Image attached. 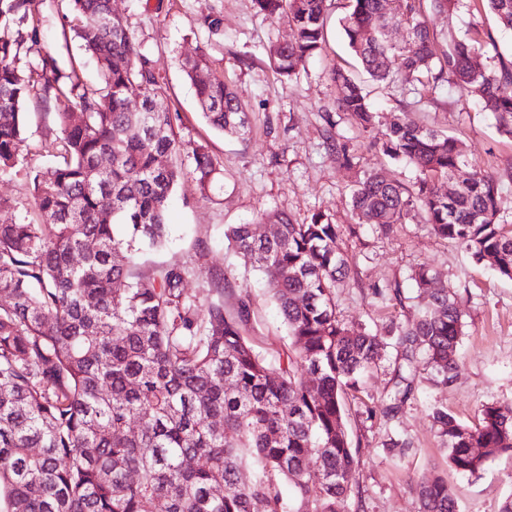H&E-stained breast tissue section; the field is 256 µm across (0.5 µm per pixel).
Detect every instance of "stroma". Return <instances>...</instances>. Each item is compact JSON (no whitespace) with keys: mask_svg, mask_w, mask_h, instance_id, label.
I'll return each instance as SVG.
<instances>
[{"mask_svg":"<svg viewBox=\"0 0 512 512\" xmlns=\"http://www.w3.org/2000/svg\"><path fill=\"white\" fill-rule=\"evenodd\" d=\"M349 0H329L325 41L320 54L310 58L292 79L274 72L269 61L272 44L291 40L287 21L274 22L259 12L253 0H112L143 50L153 59L166 87L161 108L178 113L180 137L206 144L220 165L224 186L214 199L185 181L175 193L167 214L168 237L157 249L145 251L144 268L186 261L193 268L187 292L199 306H207L206 286L224 276V309H237L241 294H249L250 317L245 336L269 357L288 347L286 330L262 281L248 272L243 260L228 248L224 227L255 224L261 213L282 211L294 221H309L325 213L332 223L355 226L342 235L340 247L348 275L336 290L337 313L348 323L382 331L389 322L411 321L418 307L410 278L418 264H428L440 281L453 288L464 312V337L456 357L454 381H430L422 371L419 383L393 421L365 420L366 404L380 401L390 388V376L380 370L366 377L360 397H346V425L359 442L364 512H420L411 486L432 474L446 475L459 512H499L512 494V452L498 456L479 474L462 476L449 470L447 452L429 418L432 408L448 409L462 422H477L482 405L512 401V280L489 264L474 263L457 243L431 234L423 214L385 236L374 225L358 223L352 213V188L370 172L408 184L419 179L417 169L391 160L379 146L396 116L446 132L467 149L469 167L493 175L504 200L501 228L512 231V135L495 117L481 111L456 85L431 89L416 80L387 84L369 78L352 55L339 25ZM48 44L69 50L89 83L98 80L97 68L77 45L61 39L62 19L48 4L39 7ZM222 13V35L208 36L198 19ZM423 20L435 37V51L446 50L453 39L479 33L484 47L479 65L512 60V33L502 30L495 16L473 0H459L444 11L424 8ZM206 53L212 67L235 90L249 112L245 138L215 131L201 115L193 87L182 62ZM341 66L359 83L378 118L368 129L357 127L338 106V91L330 79ZM31 136L23 172L0 176V198L14 208L0 211V221L24 216L33 205L27 171L40 169L49 159L39 149L47 129L43 110L30 102ZM400 284L401 299L374 296L373 288ZM406 440L410 448L396 455L383 448L388 434Z\"/></svg>","mask_w":512,"mask_h":512,"instance_id":"1","label":"stroma"}]
</instances>
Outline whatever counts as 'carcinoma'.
<instances>
[{"label":"carcinoma","instance_id":"1","mask_svg":"<svg viewBox=\"0 0 512 512\" xmlns=\"http://www.w3.org/2000/svg\"><path fill=\"white\" fill-rule=\"evenodd\" d=\"M40 2L0 0V174L24 169L30 99L47 109L69 102L47 113L57 135L40 147L53 162L29 176L38 220L0 223V512H349L359 449L344 396L390 363L387 402L363 415L392 420L420 368L439 384L453 381L464 327L458 295L421 264L410 275L425 302L416 319L374 333L337 314L346 260L342 229L326 215L297 224L265 212L260 224L230 225L228 248L265 277L287 329L289 349L272 366L243 335L249 295L234 313L222 300L202 310L186 292L187 264L146 271L138 261L142 248L165 242L168 202L185 177L209 198L221 176L206 145L175 131L179 115L157 108L166 89L152 58L112 15L111 0H54L62 40L97 64L99 81L89 85L44 42ZM326 2L254 0L293 30L269 49L276 73L292 77L321 49ZM350 2L342 28L374 80L451 81L512 134V61L474 67L476 38L436 55L419 0ZM479 2L512 31V0ZM393 19L405 24L402 45L386 39ZM198 25L217 36L223 19L213 13ZM182 71L213 129L247 133L248 112L206 54ZM331 78L341 110L370 128L376 115L362 88L338 66ZM380 149L420 179L411 189L365 174L351 194L359 221L389 233L420 210L436 236L512 279L494 176L471 170L454 196L441 190L467 166L460 141L402 116ZM431 418L459 474L512 452V402L484 405L473 425L439 407ZM414 492L421 512H458L440 474Z\"/></svg>","mask_w":512,"mask_h":512}]
</instances>
